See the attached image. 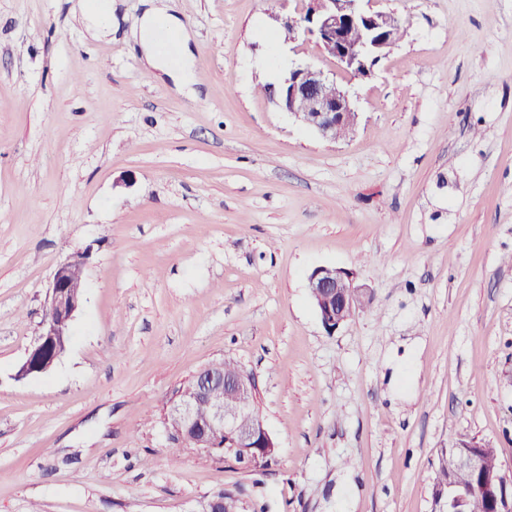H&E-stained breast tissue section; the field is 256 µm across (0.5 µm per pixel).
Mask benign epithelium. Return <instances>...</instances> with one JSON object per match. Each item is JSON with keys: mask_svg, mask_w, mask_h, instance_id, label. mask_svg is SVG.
Masks as SVG:
<instances>
[{"mask_svg": "<svg viewBox=\"0 0 512 512\" xmlns=\"http://www.w3.org/2000/svg\"><path fill=\"white\" fill-rule=\"evenodd\" d=\"M397 25L394 14L373 9L371 0H307L300 16L285 22L288 34L301 32L315 38L345 71L358 77L370 76L374 64L387 55ZM350 27L358 29L359 40L348 37ZM332 84L334 80L322 70L295 63L271 87L270 97L322 138L333 140L337 127L356 125L358 113L347 90L338 87L333 96L325 92ZM87 259L88 252L77 251L56 267L38 337L17 366L15 380L49 373L62 356L83 302V282L74 279L72 271L85 267ZM308 288L323 327L332 333L353 309L371 299L366 289L355 285L354 275L340 268H315L308 277ZM256 391L254 377L243 369L221 379L209 368L201 369L171 402L166 418L171 440L182 446L186 432L193 429L195 449L251 468L256 460L251 449L271 453L277 448L263 421L252 416ZM490 451L491 447L472 438L460 439L449 449L458 470L482 474L492 512H512V477L488 464ZM470 494L472 490L450 473L447 485L433 486L431 512H460Z\"/></svg>", "mask_w": 512, "mask_h": 512, "instance_id": "benign-epithelium-1", "label": "benign epithelium"}]
</instances>
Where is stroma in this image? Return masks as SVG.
<instances>
[{
  "mask_svg": "<svg viewBox=\"0 0 512 512\" xmlns=\"http://www.w3.org/2000/svg\"><path fill=\"white\" fill-rule=\"evenodd\" d=\"M77 3L0 0V512H431L466 436L512 475V0H373L404 36L366 78L288 40L304 0H166L188 90L142 65L143 0L97 39ZM295 62L349 90L350 137L264 93ZM77 250L68 349L15 381ZM319 266L372 294L332 334ZM222 359L258 384L266 468L167 456L169 400Z\"/></svg>",
  "mask_w": 512,
  "mask_h": 512,
  "instance_id": "35a3bbf8",
  "label": "stroma"
}]
</instances>
